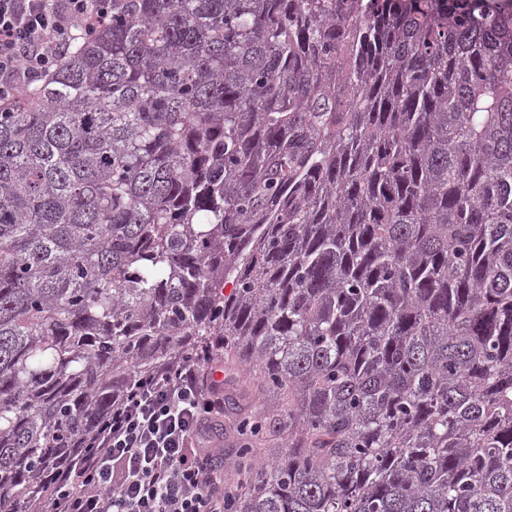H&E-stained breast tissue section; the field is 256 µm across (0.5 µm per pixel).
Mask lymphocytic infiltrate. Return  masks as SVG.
Returning a JSON list of instances; mask_svg holds the SVG:
<instances>
[{"instance_id": "1", "label": "lymphocytic infiltrate", "mask_w": 512, "mask_h": 512, "mask_svg": "<svg viewBox=\"0 0 512 512\" xmlns=\"http://www.w3.org/2000/svg\"><path fill=\"white\" fill-rule=\"evenodd\" d=\"M112 0H0V98L47 79ZM224 394L183 360L138 379L83 448L36 477L34 512H224L206 423Z\"/></svg>"}]
</instances>
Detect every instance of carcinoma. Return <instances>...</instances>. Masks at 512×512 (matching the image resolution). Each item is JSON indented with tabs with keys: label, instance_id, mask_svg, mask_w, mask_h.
<instances>
[{
	"label": "carcinoma",
	"instance_id": "cac0c4a2",
	"mask_svg": "<svg viewBox=\"0 0 512 512\" xmlns=\"http://www.w3.org/2000/svg\"><path fill=\"white\" fill-rule=\"evenodd\" d=\"M471 9L112 0L0 103V512L209 350L258 373L224 512H512V16Z\"/></svg>",
	"mask_w": 512,
	"mask_h": 512
}]
</instances>
